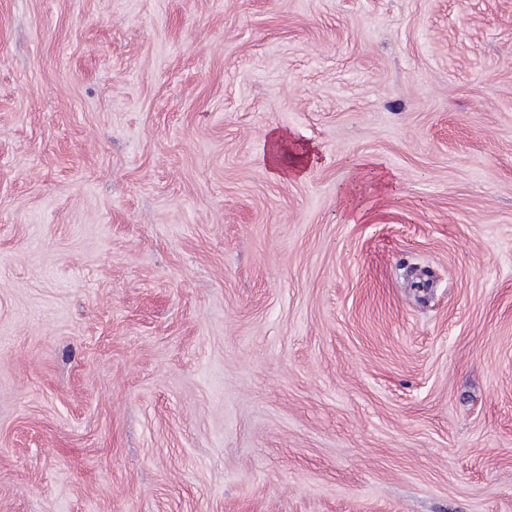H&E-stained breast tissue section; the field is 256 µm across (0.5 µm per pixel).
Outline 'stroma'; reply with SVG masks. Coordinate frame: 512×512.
I'll use <instances>...</instances> for the list:
<instances>
[{
    "label": "stroma",
    "mask_w": 512,
    "mask_h": 512,
    "mask_svg": "<svg viewBox=\"0 0 512 512\" xmlns=\"http://www.w3.org/2000/svg\"><path fill=\"white\" fill-rule=\"evenodd\" d=\"M0 512H512V0H0ZM270 141L272 144L271 149V164L273 169L276 170L280 177H302L306 171L308 163L313 153L311 147L303 154L293 155L288 158V135L278 129L272 130L270 134Z\"/></svg>",
    "instance_id": "35a3bbf8"
}]
</instances>
